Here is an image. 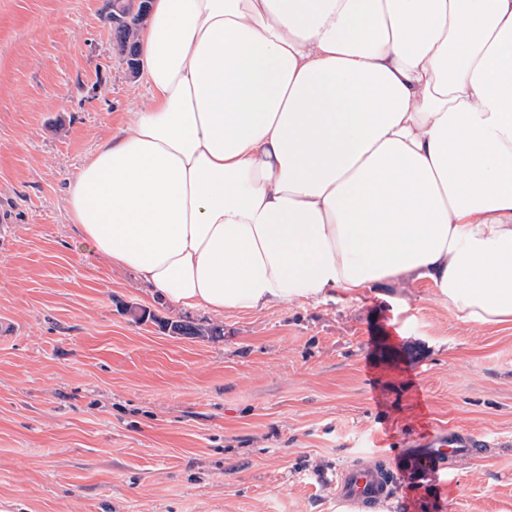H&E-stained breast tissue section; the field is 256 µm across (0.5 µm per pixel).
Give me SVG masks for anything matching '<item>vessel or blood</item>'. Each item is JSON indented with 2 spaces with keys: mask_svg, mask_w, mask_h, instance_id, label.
Here are the masks:
<instances>
[{
  "mask_svg": "<svg viewBox=\"0 0 512 512\" xmlns=\"http://www.w3.org/2000/svg\"><path fill=\"white\" fill-rule=\"evenodd\" d=\"M483 439L454 430H440L423 442L421 448L407 452V460L416 471H440L449 469L452 462L477 453L484 447ZM396 477L392 468L382 461L346 467L337 481L341 498L358 512L391 499L395 491Z\"/></svg>",
  "mask_w": 512,
  "mask_h": 512,
  "instance_id": "b4317fda",
  "label": "vessel or blood"
}]
</instances>
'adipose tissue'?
Instances as JSON below:
<instances>
[{"label":"adipose tissue","instance_id":"adipose-tissue-1","mask_svg":"<svg viewBox=\"0 0 512 512\" xmlns=\"http://www.w3.org/2000/svg\"><path fill=\"white\" fill-rule=\"evenodd\" d=\"M139 44L66 189L98 255L218 315L423 281L512 323V0H152Z\"/></svg>","mask_w":512,"mask_h":512}]
</instances>
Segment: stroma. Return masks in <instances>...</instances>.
Segmentation results:
<instances>
[{
  "label": "stroma",
  "mask_w": 512,
  "mask_h": 512,
  "mask_svg": "<svg viewBox=\"0 0 512 512\" xmlns=\"http://www.w3.org/2000/svg\"><path fill=\"white\" fill-rule=\"evenodd\" d=\"M111 10L0 0V512H351L342 469L441 428L491 445L375 512H512L511 324L423 283L182 309L82 241L65 189L147 100Z\"/></svg>",
  "instance_id": "stroma-1"
}]
</instances>
